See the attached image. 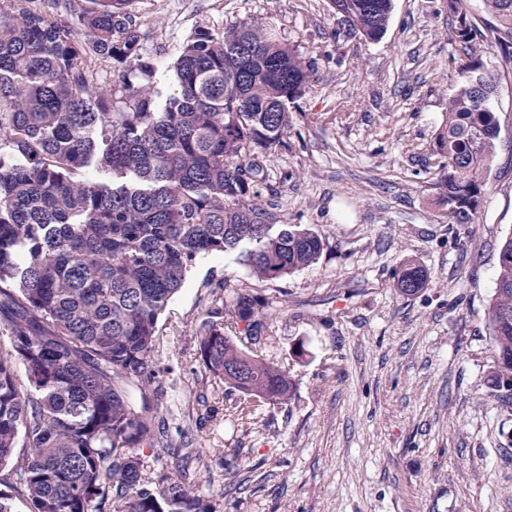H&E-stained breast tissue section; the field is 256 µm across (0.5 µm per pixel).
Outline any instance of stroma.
<instances>
[{"label": "stroma", "mask_w": 512, "mask_h": 512, "mask_svg": "<svg viewBox=\"0 0 512 512\" xmlns=\"http://www.w3.org/2000/svg\"><path fill=\"white\" fill-rule=\"evenodd\" d=\"M465 5L480 30L468 46L448 0H394L376 42L331 0H136L158 101L194 30L252 20L299 53L309 82L260 159L259 202L324 240L317 263L272 282L234 252L196 260L157 324L149 396L163 439L141 453L144 480L187 465L202 512H512V416L484 384L512 236V65L483 0ZM471 57L496 85L500 135L477 220L460 226L438 202L436 135ZM409 261L428 272L412 296L396 288ZM235 284L268 302L254 350L294 380L289 403L244 399L202 364L211 316L245 334L224 313Z\"/></svg>", "instance_id": "stroma-1"}]
</instances>
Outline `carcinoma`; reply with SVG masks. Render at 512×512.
Returning a JSON list of instances; mask_svg holds the SVG:
<instances>
[{
  "mask_svg": "<svg viewBox=\"0 0 512 512\" xmlns=\"http://www.w3.org/2000/svg\"><path fill=\"white\" fill-rule=\"evenodd\" d=\"M135 0H88L76 17H51L40 0H0V512L20 489L33 512H201L185 470L142 479L139 450L154 446L149 407L131 390L151 384L157 324L197 257L238 252L259 280L315 264L322 236L284 224L255 202L260 165L245 158L276 147L288 103L306 87L300 57L256 24L194 31L172 65L162 101L148 81ZM497 43L512 59V0H484ZM349 29L385 34L393 0H332ZM457 36L477 24L448 0ZM109 68L100 80L97 67ZM494 86L471 61L448 99L436 137L444 158L439 203L448 223H476L500 124ZM94 167L100 181L81 177ZM411 265L403 295L426 284ZM265 303L239 286L230 315L261 337ZM493 364L487 393L512 415V237L499 251L487 327ZM205 368L249 398L286 403L288 373L245 352L224 327L198 336ZM22 365L26 385L15 368ZM29 449L14 461L17 445Z\"/></svg>",
  "mask_w": 512,
  "mask_h": 512,
  "instance_id": "cac0c4a2",
  "label": "carcinoma"
}]
</instances>
